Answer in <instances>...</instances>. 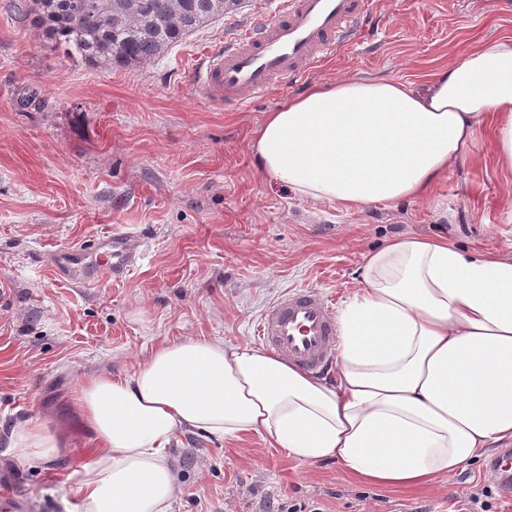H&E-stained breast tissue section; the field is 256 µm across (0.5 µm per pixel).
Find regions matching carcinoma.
<instances>
[{"label": "carcinoma", "mask_w": 512, "mask_h": 512, "mask_svg": "<svg viewBox=\"0 0 512 512\" xmlns=\"http://www.w3.org/2000/svg\"><path fill=\"white\" fill-rule=\"evenodd\" d=\"M226 0H22L18 14L92 65L135 67L224 16Z\"/></svg>", "instance_id": "1"}]
</instances>
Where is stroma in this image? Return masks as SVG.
<instances>
[{"instance_id":"obj_1","label":"stroma","mask_w":512,"mask_h":512,"mask_svg":"<svg viewBox=\"0 0 512 512\" xmlns=\"http://www.w3.org/2000/svg\"><path fill=\"white\" fill-rule=\"evenodd\" d=\"M0 0V503L68 512L76 473L97 452L74 396L85 375L131 374L159 342L218 337L254 345L263 310L314 289L342 306L370 251L401 236L512 254V171L489 132L424 198L361 210L317 204L261 173L252 145L268 112L316 83L420 82L477 42L512 37L506 0H369L354 41L307 77H281L238 110L209 100L193 69L275 0H237L223 17L147 64L94 67L69 56ZM130 233L142 257L121 279L78 287L54 251ZM49 421L66 442L43 462L13 431ZM175 512H266L272 501L324 512H461L489 489L486 512H512L488 459L429 485L387 488L335 460L301 463L256 434H182Z\"/></svg>"}]
</instances>
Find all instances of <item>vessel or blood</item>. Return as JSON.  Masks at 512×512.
Instances as JSON below:
<instances>
[{
    "label": "vessel or blood",
    "instance_id": "obj_1",
    "mask_svg": "<svg viewBox=\"0 0 512 512\" xmlns=\"http://www.w3.org/2000/svg\"><path fill=\"white\" fill-rule=\"evenodd\" d=\"M275 19L257 16L224 49L205 53L196 79L213 100L240 106L270 90L276 77L304 76L318 59L345 45L365 13V0H281ZM135 262L127 233L99 238L93 253L58 251L64 280L85 286L123 277ZM258 338L275 354L324 377L336 369V319L330 300L312 289L287 291L261 314Z\"/></svg>",
    "mask_w": 512,
    "mask_h": 512
}]
</instances>
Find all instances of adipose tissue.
Masks as SVG:
<instances>
[{
	"mask_svg": "<svg viewBox=\"0 0 512 512\" xmlns=\"http://www.w3.org/2000/svg\"><path fill=\"white\" fill-rule=\"evenodd\" d=\"M486 128L512 171V37L478 42L420 85L314 86L267 114L254 154L301 198L362 208L423 196ZM337 325L330 382L220 338L166 341L131 376L85 377L75 401L98 450L78 473L77 512H173L171 448L191 429L255 433L383 487L453 475L512 440V255L396 239L367 255ZM13 442L37 461L62 448L39 419Z\"/></svg>",
	"mask_w": 512,
	"mask_h": 512,
	"instance_id": "ef3b65f1",
	"label": "adipose tissue"
}]
</instances>
